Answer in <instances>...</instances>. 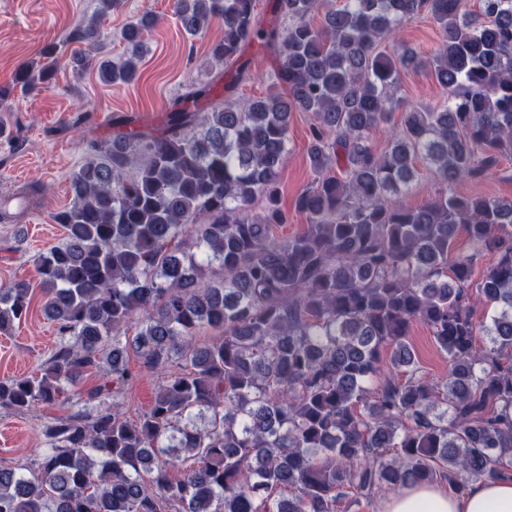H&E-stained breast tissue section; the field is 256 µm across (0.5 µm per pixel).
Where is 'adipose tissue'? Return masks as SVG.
I'll use <instances>...</instances> for the list:
<instances>
[{
  "label": "adipose tissue",
  "instance_id": "1",
  "mask_svg": "<svg viewBox=\"0 0 512 512\" xmlns=\"http://www.w3.org/2000/svg\"><path fill=\"white\" fill-rule=\"evenodd\" d=\"M378 512H512V480L485 479L461 494L437 482L415 484L382 501Z\"/></svg>",
  "mask_w": 512,
  "mask_h": 512
}]
</instances>
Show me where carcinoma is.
I'll return each mask as SVG.
<instances>
[{"mask_svg":"<svg viewBox=\"0 0 512 512\" xmlns=\"http://www.w3.org/2000/svg\"><path fill=\"white\" fill-rule=\"evenodd\" d=\"M258 5L174 0L189 36L224 21L210 49L222 94L216 80L192 83L159 127L118 117L122 131L88 141L93 159L52 215L63 242L38 257L37 283L0 284L1 334L27 319L36 289L59 331L40 374L0 379V408L68 410L43 423L37 468H0V512H337L351 495L512 478V199L450 190L508 176L512 0H480L476 13L468 0H273L282 27ZM423 11L442 34L429 60L400 37ZM153 24L149 11L126 23L119 64L95 21L66 41L86 46L79 66L128 83ZM255 41L276 56L274 80L240 98ZM56 53L48 44L44 63L18 67L0 103L52 84ZM427 66L448 99L405 107L402 75ZM293 112L315 117L316 178L296 200L304 228L278 240ZM419 163L443 187L411 207ZM482 252L497 262L475 283ZM479 301L494 308L487 325L474 320ZM416 321L448 354L441 382L413 365ZM130 354L177 367L135 423L111 401L135 378ZM86 373L100 383L77 394Z\"/></svg>","mask_w":512,"mask_h":512,"instance_id":"carcinoma-1","label":"carcinoma"}]
</instances>
